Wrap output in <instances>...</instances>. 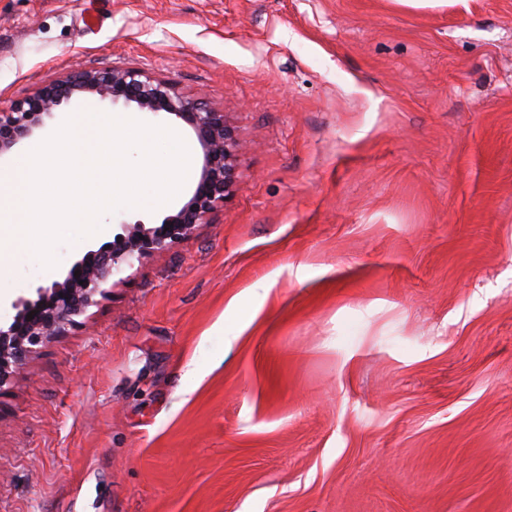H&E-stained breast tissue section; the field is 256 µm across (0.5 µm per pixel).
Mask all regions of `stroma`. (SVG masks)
<instances>
[{
  "mask_svg": "<svg viewBox=\"0 0 512 512\" xmlns=\"http://www.w3.org/2000/svg\"><path fill=\"white\" fill-rule=\"evenodd\" d=\"M0 0V102L141 68L224 207L0 389V512H512V0ZM18 250L13 300L63 280Z\"/></svg>",
  "mask_w": 512,
  "mask_h": 512,
  "instance_id": "obj_1",
  "label": "stroma"
}]
</instances>
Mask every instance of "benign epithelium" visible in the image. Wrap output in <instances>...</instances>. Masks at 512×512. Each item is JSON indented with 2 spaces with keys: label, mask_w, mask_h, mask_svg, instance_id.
<instances>
[{
  "label": "benign epithelium",
  "mask_w": 512,
  "mask_h": 512,
  "mask_svg": "<svg viewBox=\"0 0 512 512\" xmlns=\"http://www.w3.org/2000/svg\"><path fill=\"white\" fill-rule=\"evenodd\" d=\"M95 99L101 105L135 106L143 113L172 116L188 125L200 147L196 177L187 199L160 224L141 220L123 223L119 245L102 246L75 262L61 281L36 289L33 298H18L8 327L0 326V389L33 353L77 326V317L106 293L112 275L123 264L141 261L174 248L224 203L238 179V158L244 149L224 112L200 97L185 95L165 79L134 68L85 69L56 78L33 94L0 106V159L30 140L67 107ZM34 318H28V314Z\"/></svg>",
  "instance_id": "obj_1"
}]
</instances>
